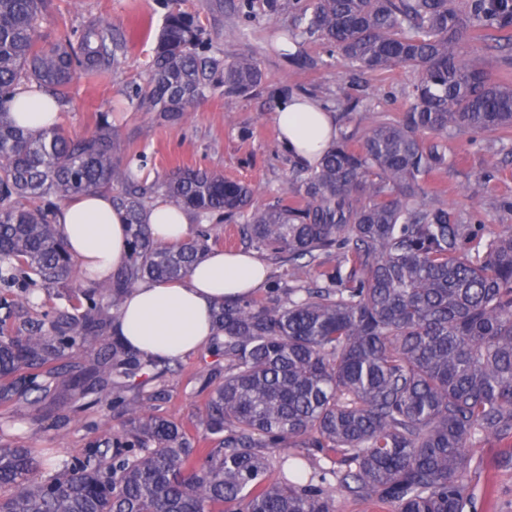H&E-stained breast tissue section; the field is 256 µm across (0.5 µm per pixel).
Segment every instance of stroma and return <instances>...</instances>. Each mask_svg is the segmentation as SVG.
Instances as JSON below:
<instances>
[{
    "label": "stroma",
    "instance_id": "1",
    "mask_svg": "<svg viewBox=\"0 0 512 512\" xmlns=\"http://www.w3.org/2000/svg\"><path fill=\"white\" fill-rule=\"evenodd\" d=\"M238 0H183V7L198 16L206 30L212 52L220 56H250L265 74L258 94L227 99L214 94L204 100L184 121L171 124L135 111L128 99L130 88L142 81L154 40L166 15L162 0H51L42 24L43 41L54 40L62 24L78 26L92 20L111 23L128 38L127 55L116 73L80 81L71 89L72 104L59 109V122L73 132L93 128L99 113L112 116L118 140L128 151L145 152L149 178L178 168H206L256 189L255 203L265 206L291 200L288 179L291 157L277 143V132L269 108L271 98L303 87L322 96L358 84L365 90L375 115L403 117L410 106L411 71L393 68L351 79L340 62H327L321 41L301 47L305 66L290 65L282 51L284 32L291 13L288 0H253V18L245 20L237 10ZM499 164L484 176L480 199L470 200L466 187L483 175V152L461 134L448 141L453 166L433 175L428 192L434 200L481 220L486 231L499 232L512 225V139L497 140ZM215 357L200 349L182 357L183 369L167 377L156 402L157 412L174 422L189 423L209 391L199 373L214 367ZM69 414L68 393L33 407L26 420L16 422L0 434L2 444H22L51 456L80 454L84 432L58 440L57 427ZM503 450L494 442L473 448L474 467L470 483L480 489L479 512H512V468L495 464Z\"/></svg>",
    "mask_w": 512,
    "mask_h": 512
}]
</instances>
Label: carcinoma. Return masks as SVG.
<instances>
[{
    "instance_id": "cac0c4a2",
    "label": "carcinoma",
    "mask_w": 512,
    "mask_h": 512,
    "mask_svg": "<svg viewBox=\"0 0 512 512\" xmlns=\"http://www.w3.org/2000/svg\"><path fill=\"white\" fill-rule=\"evenodd\" d=\"M49 2L0 0V281L20 289L0 317V403L25 414L65 386L71 411L99 421L79 456L0 446V512H334L338 492L396 512H477L470 447H512V229L487 236L424 196L453 165L448 138L512 130V86L470 58L476 32L502 47L512 0H292L288 60L303 63L297 45L315 38L355 73L408 68L412 103L400 121L341 130L292 175L295 201L264 207L206 169L145 185V160L126 159L106 112L80 134L19 126V85L66 103L75 80L115 72L127 51L100 21L41 41ZM171 2L129 94L136 111L179 121L215 91L260 89L255 58L211 54L198 18ZM334 108L370 111L358 97ZM90 192L127 219V259L102 279L80 270L55 219ZM154 196L245 219L240 242L291 278L216 306L210 351L224 367L204 381H224L190 423L201 442L155 411L160 391L127 395L135 377L172 371L118 333L131 290L185 277L210 250L206 227L154 241ZM78 350L89 356L70 362ZM304 457L330 468L309 475Z\"/></svg>"
}]
</instances>
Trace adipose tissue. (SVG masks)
<instances>
[{"label":"adipose tissue","mask_w":512,"mask_h":512,"mask_svg":"<svg viewBox=\"0 0 512 512\" xmlns=\"http://www.w3.org/2000/svg\"><path fill=\"white\" fill-rule=\"evenodd\" d=\"M14 102L17 122L38 131L58 121L59 107L50 97L19 90ZM281 150L298 160H313L336 133L332 113L307 98H284L273 114ZM153 238L163 243L187 240L190 217L164 202H154L144 215ZM57 222L71 254L99 275L116 270L128 254L125 214L110 196L81 194L63 205ZM268 275L254 254L214 250L182 279L145 281L136 286L122 308L118 327L141 353L163 358L182 357L206 346L216 330L212 310L224 297L253 293Z\"/></svg>","instance_id":"adipose-tissue-1"}]
</instances>
